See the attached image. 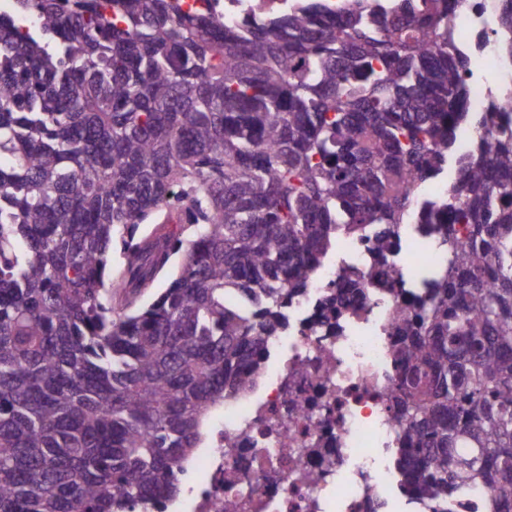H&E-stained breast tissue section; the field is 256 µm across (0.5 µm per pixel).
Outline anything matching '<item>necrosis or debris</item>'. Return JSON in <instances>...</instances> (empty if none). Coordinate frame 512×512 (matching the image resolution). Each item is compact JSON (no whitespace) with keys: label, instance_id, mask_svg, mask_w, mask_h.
I'll return each mask as SVG.
<instances>
[{"label":"necrosis or debris","instance_id":"1","mask_svg":"<svg viewBox=\"0 0 512 512\" xmlns=\"http://www.w3.org/2000/svg\"><path fill=\"white\" fill-rule=\"evenodd\" d=\"M466 46L496 62L485 39L494 15L472 6L454 18ZM392 287L380 285L368 240L343 235L316 275L291 295L287 325L269 337L261 381L218 406L204 448L185 465L165 512H406L417 505L387 453L400 432L393 328L413 314L421 280L445 263L425 225L401 224ZM360 285L339 287L343 270Z\"/></svg>","mask_w":512,"mask_h":512}]
</instances>
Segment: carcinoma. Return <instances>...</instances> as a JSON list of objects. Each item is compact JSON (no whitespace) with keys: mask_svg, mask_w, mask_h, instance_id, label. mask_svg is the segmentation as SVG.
Listing matches in <instances>:
<instances>
[{"mask_svg":"<svg viewBox=\"0 0 512 512\" xmlns=\"http://www.w3.org/2000/svg\"><path fill=\"white\" fill-rule=\"evenodd\" d=\"M466 2L0 13V512H163L288 296L341 234H372L391 276L412 209L449 252L396 324V467L429 508L482 484L512 512V79L468 109ZM450 159L448 194L419 199Z\"/></svg>","mask_w":512,"mask_h":512,"instance_id":"cac0c4a2","label":"carcinoma"}]
</instances>
